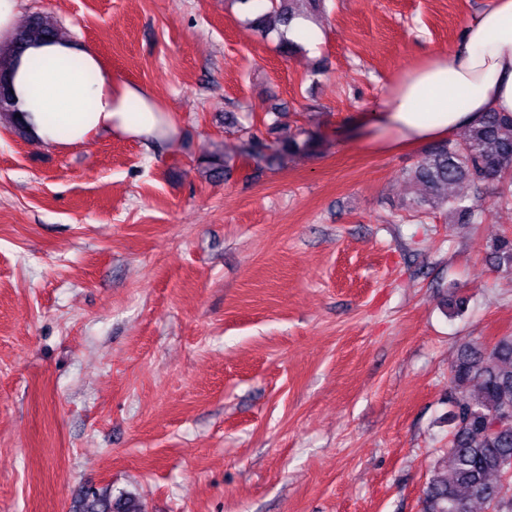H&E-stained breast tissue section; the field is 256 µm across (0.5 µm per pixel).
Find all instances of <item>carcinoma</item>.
Returning <instances> with one entry per match:
<instances>
[{"mask_svg":"<svg viewBox=\"0 0 512 512\" xmlns=\"http://www.w3.org/2000/svg\"><path fill=\"white\" fill-rule=\"evenodd\" d=\"M249 6L252 17L246 22L256 30L279 37V47L292 55L303 44L286 36L291 22L299 17L321 13L323 0H307L308 9L297 8L298 0H266ZM65 37L56 21L44 14H32L16 28L9 51L0 49V115L8 118L13 132L24 141L32 136L16 117L12 91L13 75L8 54L20 55L33 41ZM231 165L224 154L211 153L205 171L219 179ZM406 177L424 189L408 203L421 213L440 212L452 222L480 224L489 207L479 201L453 194L452 186L466 182L477 188L499 183L512 188V114L488 112L467 128L460 140L446 139L431 145L406 170ZM494 266L512 272V238L503 236L492 246ZM449 381L456 391L474 388L462 400L451 401L448 456L451 467L444 475L435 474L423 491V512H471L475 502L490 512H512V486L504 483L505 463L512 460V336L500 339L491 349L464 346L451 366ZM72 512H145L139 497L132 493L116 495L108 490L81 491Z\"/></svg>","mask_w":512,"mask_h":512,"instance_id":"1","label":"carcinoma"}]
</instances>
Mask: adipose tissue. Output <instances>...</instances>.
I'll use <instances>...</instances> for the list:
<instances>
[{
	"label": "adipose tissue",
	"instance_id": "adipose-tissue-1",
	"mask_svg": "<svg viewBox=\"0 0 512 512\" xmlns=\"http://www.w3.org/2000/svg\"><path fill=\"white\" fill-rule=\"evenodd\" d=\"M14 71L16 108L43 146L67 151L100 134L157 135L152 92L119 81L90 44L33 42ZM490 111L512 112V0H489L452 50L403 71L369 120L375 145L393 150L447 138Z\"/></svg>",
	"mask_w": 512,
	"mask_h": 512
}]
</instances>
